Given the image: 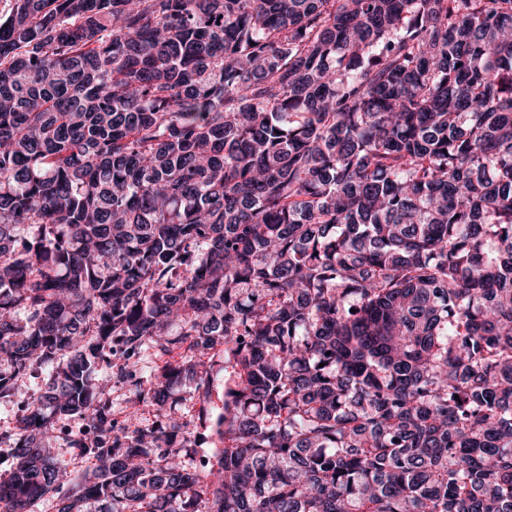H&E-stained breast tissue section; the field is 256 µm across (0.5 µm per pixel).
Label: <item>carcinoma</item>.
Listing matches in <instances>:
<instances>
[{
	"mask_svg": "<svg viewBox=\"0 0 512 512\" xmlns=\"http://www.w3.org/2000/svg\"><path fill=\"white\" fill-rule=\"evenodd\" d=\"M216 350L201 472L90 379L164 414ZM3 399L0 512H512V0H15ZM200 359L205 367L211 371L214 379L211 398L207 405L211 421L206 423L207 428L204 427L202 429L199 427L198 414L201 404L194 396L191 384L188 382L174 386L172 389L179 400L173 416L178 422H187L190 424L189 427L191 429H197L198 432L203 434L197 448H204L207 452L209 448H223L222 443L214 434L212 426L224 408V370L222 368L224 366V357L220 358L219 355L211 356L209 354ZM50 443L52 448H55L54 461L62 470L67 472L69 479L73 483L81 482L91 475L94 462H90L88 458L79 453L75 448L58 447L54 438Z\"/></svg>",
	"mask_w": 512,
	"mask_h": 512,
	"instance_id": "obj_1",
	"label": "carcinoma"
}]
</instances>
